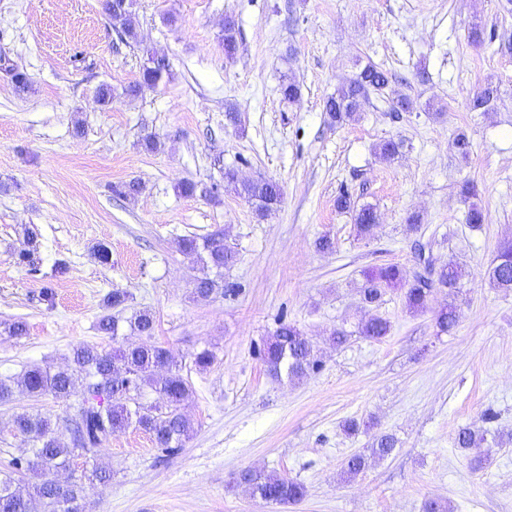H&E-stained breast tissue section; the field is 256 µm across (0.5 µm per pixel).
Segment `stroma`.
<instances>
[{
  "mask_svg": "<svg viewBox=\"0 0 512 512\" xmlns=\"http://www.w3.org/2000/svg\"><path fill=\"white\" fill-rule=\"evenodd\" d=\"M228 15L239 26L231 58ZM131 20L141 45L121 40L103 0H0V324L26 325L19 338L0 333V376L63 365L79 344L135 342L130 331L113 339L96 329L108 293L121 290L127 311L152 312L153 342L192 385L183 411L194 432L183 448L163 452L131 427L95 462L75 458L60 480L95 463L111 468L109 485H85L91 512H423L430 499L450 512H512V444L491 446L480 464L456 445L464 427L512 433V291L488 278L512 243V52L502 48L512 13L503 0H137ZM476 25L497 42L471 44ZM147 48L169 59L171 75L125 96ZM370 62L390 77L384 100L329 124L325 100ZM7 63L27 73L28 94L15 92ZM286 75L301 87L292 103L279 92ZM103 84L114 89L106 107L96 98ZM488 85L495 108L473 110ZM402 95L412 109L393 114ZM459 132L470 142L465 160L452 146ZM148 135L156 151L142 147ZM389 138L404 143L391 160L376 151ZM229 167L276 181L277 209L258 218L223 190ZM186 180L199 193L182 196ZM132 181L139 194L118 195ZM469 181L485 214L477 231L461 194ZM345 191L375 209L371 237L337 209ZM412 213L421 222L410 233ZM28 227L37 233L29 266L17 260ZM216 230L237 253L224 280L239 291L200 299L197 265L178 242ZM324 235L333 253L316 249ZM421 248L435 264L461 265L455 296L434 290L416 313L398 290L380 305L362 302V270L396 264L413 276ZM449 301L457 325L440 336L435 314ZM373 316L391 325L383 339L357 332ZM282 321L316 345L317 371L269 375L258 350ZM340 328L350 337L336 346ZM204 349L215 359L202 370L194 356ZM81 399L78 389L65 401L17 392L0 404V470L27 446L11 427L16 414L63 431ZM382 433L399 445L370 457ZM356 453L369 460L351 477L344 464ZM248 468L306 493L286 504L252 497L234 482Z\"/></svg>",
  "mask_w": 512,
  "mask_h": 512,
  "instance_id": "obj_1",
  "label": "stroma"
}]
</instances>
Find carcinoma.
I'll return each instance as SVG.
<instances>
[{"label":"carcinoma","instance_id":"carcinoma-1","mask_svg":"<svg viewBox=\"0 0 512 512\" xmlns=\"http://www.w3.org/2000/svg\"><path fill=\"white\" fill-rule=\"evenodd\" d=\"M104 9L113 19L120 21L121 32L126 39L137 41L138 34L132 22H122L129 11L125 0H104ZM238 25L231 18L224 24L222 45L225 56L232 58L238 50ZM170 69L155 70L141 67L138 80L128 84L123 93L136 96L146 89H154L169 77ZM389 83L388 73L369 63L352 78L346 88L324 102V112L332 123L342 124L359 111L362 101L375 94L384 96ZM283 99L295 100L301 89L288 75H283L279 88ZM497 98V89L491 85L481 89L473 98V106L488 109ZM224 188L246 199L259 218L266 217L281 202V190L270 179L238 180L235 170L224 171ZM478 195L476 186L464 185V200L469 202L466 221L478 229L485 221L482 209L471 198ZM356 230L359 236L368 237L376 226L373 207L363 205L356 210ZM181 251L199 260L206 271L195 281L194 294L207 298L224 282V269L235 260L233 248L224 242V233L216 231L201 239L183 237L179 240ZM463 276L462 267L450 262L441 267L437 285L453 295ZM489 283L503 291L512 290V244L504 245L494 259L489 271ZM392 290L403 291L408 310L417 312L426 305L433 292L423 274L412 279L403 278L395 264L375 267L363 272L360 288L367 304H378ZM129 330L142 336L153 335L155 320L151 312L138 310L125 318ZM457 324L453 305L443 308L436 316V328L440 333L451 332ZM390 323L376 316L358 327V334L369 339H381L390 332ZM120 318L104 315L98 321V331L112 338L118 337ZM262 359L268 371L275 377L286 373L289 378L300 379L318 368L314 346L299 328L282 322L262 349ZM82 386L83 399L74 417L68 423L72 438L61 442L51 420L40 415L20 413L12 420L13 429L27 439L28 448L13 458L12 471L28 475L34 482L25 493L14 488V478L6 474L0 478V512H90L89 503L80 481L59 484L54 476L71 468L78 456L96 455L112 435L134 425L150 435L156 447L173 452L183 447L193 433L191 421L181 412V404L191 392V385L183 375V369L163 345L141 344L118 347L106 351L93 345H78L62 368L50 365H33L16 377L0 378V402H7L17 390L30 397L50 396L66 400L76 386ZM157 394L165 401L159 408L141 402L145 390ZM484 434L479 429L465 427L458 432L456 443L463 451L481 459ZM397 440L390 434L378 437L372 446V454L384 458L392 454ZM237 485L251 496L266 502L282 504L295 502L305 495L304 486L273 475L247 469L235 476Z\"/></svg>","mask_w":512,"mask_h":512}]
</instances>
